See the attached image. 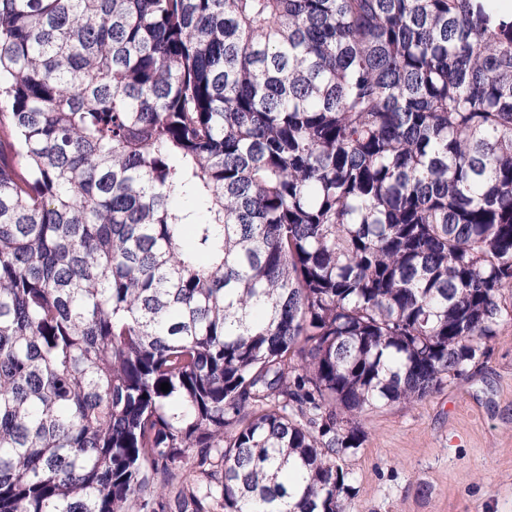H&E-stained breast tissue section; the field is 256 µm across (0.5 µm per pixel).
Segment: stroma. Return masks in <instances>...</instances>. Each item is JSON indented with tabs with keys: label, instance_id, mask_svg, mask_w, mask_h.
Masks as SVG:
<instances>
[{
	"label": "stroma",
	"instance_id": "35a3bbf8",
	"mask_svg": "<svg viewBox=\"0 0 512 512\" xmlns=\"http://www.w3.org/2000/svg\"><path fill=\"white\" fill-rule=\"evenodd\" d=\"M360 426L346 512H512V326L463 377Z\"/></svg>",
	"mask_w": 512,
	"mask_h": 512
}]
</instances>
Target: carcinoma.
I'll use <instances>...</instances> for the list:
<instances>
[{
  "mask_svg": "<svg viewBox=\"0 0 512 512\" xmlns=\"http://www.w3.org/2000/svg\"><path fill=\"white\" fill-rule=\"evenodd\" d=\"M507 293L498 0H0V512H344Z\"/></svg>",
  "mask_w": 512,
  "mask_h": 512,
  "instance_id": "cac0c4a2",
  "label": "carcinoma"
}]
</instances>
